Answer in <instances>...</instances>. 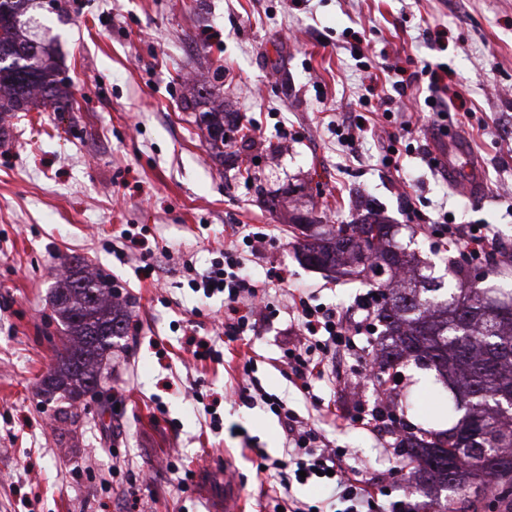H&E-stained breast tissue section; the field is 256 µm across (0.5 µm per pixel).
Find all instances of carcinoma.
I'll return each instance as SVG.
<instances>
[{"mask_svg": "<svg viewBox=\"0 0 512 512\" xmlns=\"http://www.w3.org/2000/svg\"><path fill=\"white\" fill-rule=\"evenodd\" d=\"M29 0H0V112H24L38 104L60 112L69 100L60 95L58 81L38 64L45 48L23 37L18 20ZM197 94L210 100L206 129H222L224 136L208 135L213 153L236 140L238 126H226L224 104L205 88ZM399 229L371 212L341 224L332 233L314 232L300 242L304 261L313 267L334 269L366 248L369 268L381 263L386 276L364 277L374 294L375 318L382 327L373 340L376 378L384 384L389 370L412 359L434 369L448 381V411L461 413L459 393L475 395L469 417L453 419L446 430L422 429L401 439L399 453L410 465L406 481L429 494L428 508L445 512L437 501L444 491L467 502L464 510L478 512L487 495L498 512H512V407L500 403L512 389V314L493 306L512 303V265L494 268L475 283L470 269L450 258L443 277L419 266L415 256L397 245ZM51 305L63 327V347L41 381L44 394L67 395L69 413L81 396L92 390L88 380L101 374L104 357L127 333L129 317L108 280L88 265L74 262L56 282ZM461 449L459 465L448 474V448Z\"/></svg>", "mask_w": 512, "mask_h": 512, "instance_id": "obj_1", "label": "carcinoma"}]
</instances>
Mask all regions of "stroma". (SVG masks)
I'll return each instance as SVG.
<instances>
[{"label":"stroma","instance_id":"obj_1","mask_svg":"<svg viewBox=\"0 0 512 512\" xmlns=\"http://www.w3.org/2000/svg\"><path fill=\"white\" fill-rule=\"evenodd\" d=\"M32 13L73 104L0 122V512H208L199 474L217 495L235 486L244 512H263L274 476L257 471L252 451L281 460L288 446L262 401L270 394L348 449L377 512L422 504L398 472L394 435L356 421L380 401L360 354L330 357L313 383L320 406L288 380L295 297L350 322L364 293L297 259L293 219L344 224L373 208L439 275L449 253L410 208L484 225L512 251V0H35ZM426 65L443 77L448 133L467 136L483 167L481 201L432 165L445 149L438 126L412 128L402 169L382 160L401 122L427 112L428 82L398 97L392 118L380 98L395 67ZM201 85L251 129L248 147L225 146L220 161L195 121ZM356 111L367 123L350 147L336 119ZM284 191L289 206L269 210ZM257 231L271 243L244 270L269 310L249 343H229L223 295L189 282L234 234ZM72 258L111 279L131 321L102 395L84 397L63 425L61 398L38 389L61 345L56 269ZM199 340L214 357L195 356ZM401 373L412 424L446 415L433 371Z\"/></svg>","mask_w":512,"mask_h":512}]
</instances>
